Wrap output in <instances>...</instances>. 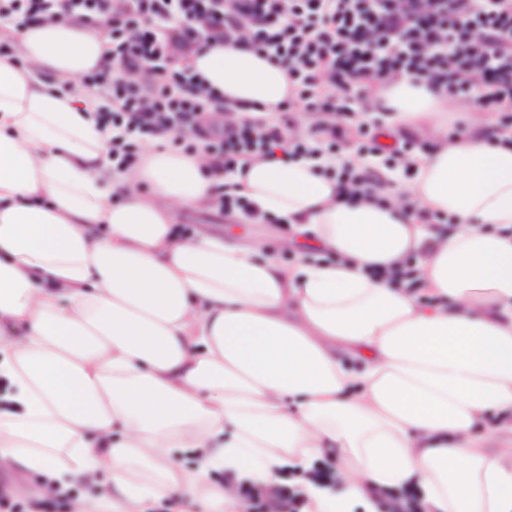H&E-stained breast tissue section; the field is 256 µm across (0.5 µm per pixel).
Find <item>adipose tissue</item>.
<instances>
[{"label": "adipose tissue", "mask_w": 512, "mask_h": 512, "mask_svg": "<svg viewBox=\"0 0 512 512\" xmlns=\"http://www.w3.org/2000/svg\"><path fill=\"white\" fill-rule=\"evenodd\" d=\"M0 56V497L71 512H243L239 485L303 512H512V144L426 80L380 93L387 134L428 153L346 201L345 153L214 173L174 134L112 158L104 25L7 26ZM236 119L281 111L285 66L231 42L190 58ZM412 177L402 181L403 170ZM314 253L199 227L225 186ZM446 216L443 224L420 214ZM408 267L415 286L392 282ZM385 269L382 277L370 268ZM195 460L182 468L175 451Z\"/></svg>", "instance_id": "adipose-tissue-1"}]
</instances>
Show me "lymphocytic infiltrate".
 Instances as JSON below:
<instances>
[{
	"mask_svg": "<svg viewBox=\"0 0 512 512\" xmlns=\"http://www.w3.org/2000/svg\"><path fill=\"white\" fill-rule=\"evenodd\" d=\"M60 15L108 20L110 56L127 75L105 66L84 82L111 100L98 119L123 129L112 157L127 167L139 137L174 130L203 140L217 172L278 150L290 159L332 150L354 133L372 152L378 145L355 124L352 104L406 74L499 113L497 132L512 131V0H0V19L19 27ZM234 36L287 66L312 118L306 138L288 139L284 123L263 117L208 124L215 96L187 57Z\"/></svg>",
	"mask_w": 512,
	"mask_h": 512,
	"instance_id": "lymphocytic-infiltrate-1",
	"label": "lymphocytic infiltrate"
}]
</instances>
